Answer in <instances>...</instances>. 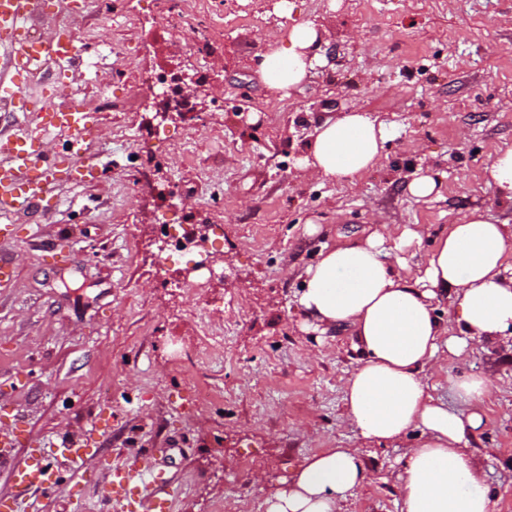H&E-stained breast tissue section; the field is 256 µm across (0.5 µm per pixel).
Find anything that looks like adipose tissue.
Wrapping results in <instances>:
<instances>
[{"label": "adipose tissue", "instance_id": "ef3b65f1", "mask_svg": "<svg viewBox=\"0 0 512 512\" xmlns=\"http://www.w3.org/2000/svg\"><path fill=\"white\" fill-rule=\"evenodd\" d=\"M318 39L315 24L302 22L262 56L257 70L270 96H290L304 84L321 60ZM389 137L384 123L350 112L317 128L300 163L321 178H352L378 163ZM421 240L416 231L390 230L322 249L298 291L303 326L322 333L350 329L362 357L345 382L343 419L364 443L388 444L421 429V441L403 457L401 512H494L468 450L483 423L491 380L453 379L457 397L470 407L464 415L436 403L422 373L442 368L468 344H495L512 326V226L472 210L427 252L423 276L411 280L399 252ZM443 298L456 309L450 325L433 313L434 301ZM367 478L358 449H325L282 480L266 499V512H341Z\"/></svg>", "mask_w": 512, "mask_h": 512}]
</instances>
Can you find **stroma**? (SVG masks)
Returning <instances> with one entry per match:
<instances>
[{"mask_svg":"<svg viewBox=\"0 0 512 512\" xmlns=\"http://www.w3.org/2000/svg\"><path fill=\"white\" fill-rule=\"evenodd\" d=\"M79 4L53 23L85 28L93 65L56 100L93 109L96 179L62 183L0 251L16 271L0 292V428L24 415L33 445L83 435L101 415L110 426L101 457L32 501L102 512L109 467L154 455L172 512H266L306 457L359 448L371 479L344 512H400V459L420 432L366 445L343 423L342 383L361 353L347 331L302 329L299 276L324 246L387 224L423 234L403 251L413 278L469 211L512 225V204L486 181L512 147V0H194L174 40L158 36L152 0ZM204 21L217 27L207 110L163 119L156 75H194L184 44ZM302 21L325 63L292 97L270 98L256 65ZM108 44L124 58L105 57ZM353 111L393 128L380 163L350 182L311 176L299 159L316 128ZM423 175L437 191L413 197ZM165 217L207 225L217 273L205 287L163 262ZM219 329L217 355L207 334ZM452 375L494 385L470 447L495 512H512V358L473 346L425 371L429 394L455 408ZM200 384L214 401L197 404Z\"/></svg>","mask_w":512,"mask_h":512,"instance_id":"1","label":"stroma"}]
</instances>
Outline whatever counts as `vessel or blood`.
<instances>
[{
  "instance_id": "1",
  "label": "vessel or blood",
  "mask_w": 512,
  "mask_h": 512,
  "mask_svg": "<svg viewBox=\"0 0 512 512\" xmlns=\"http://www.w3.org/2000/svg\"><path fill=\"white\" fill-rule=\"evenodd\" d=\"M60 11L71 9V0H0V108L30 113L27 131L0 129V214L21 215L41 204L59 186L57 172L68 166L82 180L95 177L86 159V136L91 111L83 100L64 104L53 97L32 93L30 87L44 73L68 76L80 64L76 37L69 31L46 30L35 34V23L47 22V4ZM66 135L65 152L51 154L46 137ZM19 435L0 436V468L11 478L12 492L0 493V512H25V498L32 491H49L58 483L57 464L80 472L101 449L82 441L60 440L53 448L21 449ZM155 459L139 468H115L110 473L106 498L116 512H168L169 499L156 486Z\"/></svg>"
}]
</instances>
